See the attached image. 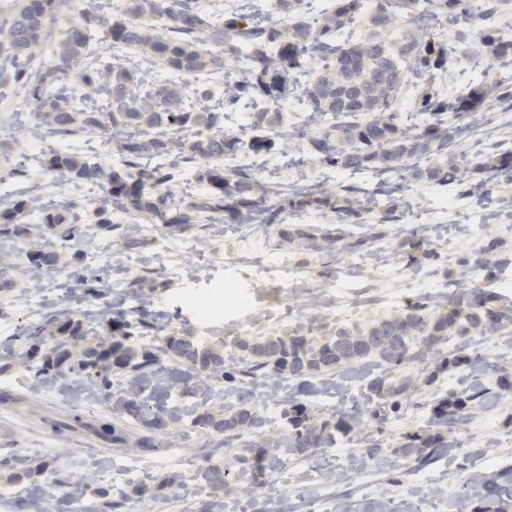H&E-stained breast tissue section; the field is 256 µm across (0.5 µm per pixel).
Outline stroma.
I'll return each mask as SVG.
<instances>
[{
    "instance_id": "obj_1",
    "label": "stroma",
    "mask_w": 512,
    "mask_h": 512,
    "mask_svg": "<svg viewBox=\"0 0 512 512\" xmlns=\"http://www.w3.org/2000/svg\"><path fill=\"white\" fill-rule=\"evenodd\" d=\"M83 4L70 0L61 17L49 24L50 45H36L21 65L31 71L48 67L51 50L62 41L66 23L79 19ZM503 77L512 78V67L495 66L490 54L482 52L463 56L438 88L458 95ZM0 94L11 103L0 109V204L32 194L40 207L55 209L70 184L44 171L42 158L58 142L52 136L21 138L23 126L15 122V113L35 114L39 104L14 83L11 69L0 71ZM287 104L282 149L258 155L255 167L274 203L282 207L279 223L268 225L262 237H253L249 224H228L219 234L198 220L174 233L154 225L151 232L137 233L132 245L118 235L98 233L91 241L60 246L57 270L37 284L16 280L15 274L27 251L42 247V240L0 238V272L13 278L8 287H0V512H20L54 477L62 512H107L115 502L121 512H201L211 502H235L244 512H318L327 499L336 503L337 512H362L390 499L400 512H477L480 489L472 477L512 467V342L498 334L449 336L409 365L414 386L401 413L387 421L378 450H370L362 433H340L311 456L287 455L276 468L243 478L233 474L221 486L210 481V470L231 464L233 455L243 453L245 441L224 445L221 437L195 425V417L245 402L264 418L265 434L281 438L288 431L283 410L294 399L316 421L333 424L352 406H370L369 382L380 366L372 361L346 364L308 386L283 378L275 393L262 381L235 391L217 381L202 396L172 383L176 364L160 359L139 385V399L149 406L163 404L182 421L160 431L158 451L141 452L135 442L142 421L125 419L122 444L103 442L90 431L106 411L90 380L54 383L36 376L37 359L17 361L20 337L46 317L79 324L83 341L54 336L42 346L46 353L65 346L76 360L84 342L106 334L108 319L136 320L132 305L139 300L158 327L153 335L139 337L137 346L151 349L171 336H196L206 345L223 346L233 367L240 358L236 340L281 335L284 319L291 323L290 335L323 338L399 314L396 296L416 286L422 289L421 300L448 306L463 294L458 286L462 261L480 253L489 267L475 270L473 279L512 311V172L496 179L493 218L474 224L469 214L474 187L484 178L475 168L476 155L512 147V111L491 99L480 123L454 120L453 151L462 181L429 185L408 174L393 176L395 193L363 210L357 222L342 223L328 206L289 207L294 188L337 195L345 186L363 189L378 176L321 164L308 151L307 140L316 127L300 93H293ZM17 168L27 170V179L14 177ZM443 210L449 222L430 227V214ZM331 224L347 241L365 240V247L336 258L305 246L279 245L281 231ZM420 234L425 245L412 249ZM247 237L253 240L248 250L241 246ZM186 239L198 242L197 253L181 252L179 245ZM92 243L106 247L111 264L89 263ZM77 270L84 274V284L74 283ZM229 289L239 294V301L225 304L222 316H205L208 300ZM462 346L477 358V370L439 369L440 359ZM474 384L487 390L485 404L464 424L449 425L451 445L429 465L431 480L415 484L414 464L397 452L404 435L430 430L437 399ZM75 414L81 423L74 430L53 429L55 420Z\"/></svg>"
}]
</instances>
